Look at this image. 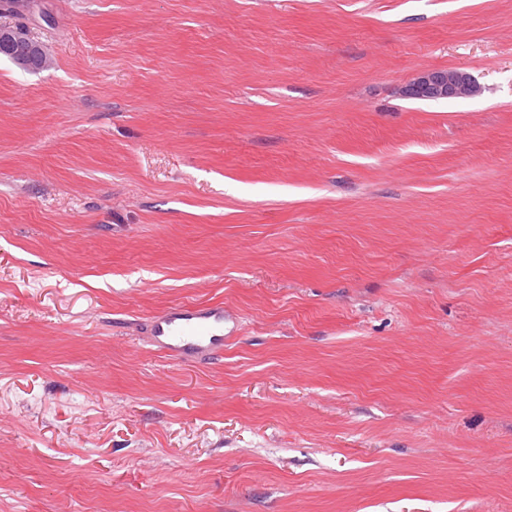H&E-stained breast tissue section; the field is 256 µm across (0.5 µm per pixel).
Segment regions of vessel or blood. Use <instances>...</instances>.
<instances>
[{"label":"vessel or blood","instance_id":"1","mask_svg":"<svg viewBox=\"0 0 512 512\" xmlns=\"http://www.w3.org/2000/svg\"><path fill=\"white\" fill-rule=\"evenodd\" d=\"M224 307L177 305L147 323L150 342L165 355L206 357L224 347Z\"/></svg>","mask_w":512,"mask_h":512}]
</instances>
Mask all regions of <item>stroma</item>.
<instances>
[{"mask_svg": "<svg viewBox=\"0 0 512 512\" xmlns=\"http://www.w3.org/2000/svg\"><path fill=\"white\" fill-rule=\"evenodd\" d=\"M44 7L51 65L0 58V512H512V0ZM190 302L222 358L143 342ZM479 91V85L469 73L439 68L419 72L404 90L408 97L424 100L472 97Z\"/></svg>", "mask_w": 512, "mask_h": 512, "instance_id": "obj_1", "label": "stroma"}]
</instances>
